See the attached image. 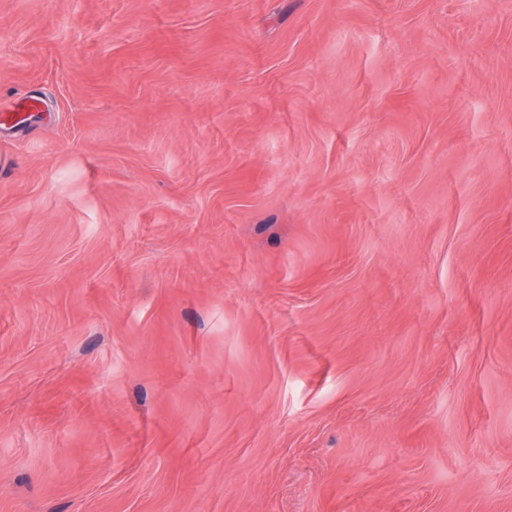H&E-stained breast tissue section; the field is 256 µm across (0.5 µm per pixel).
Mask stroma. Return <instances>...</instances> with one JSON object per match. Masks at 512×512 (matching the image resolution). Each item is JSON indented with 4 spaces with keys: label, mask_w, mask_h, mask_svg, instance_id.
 I'll list each match as a JSON object with an SVG mask.
<instances>
[{
    "label": "stroma",
    "mask_w": 512,
    "mask_h": 512,
    "mask_svg": "<svg viewBox=\"0 0 512 512\" xmlns=\"http://www.w3.org/2000/svg\"><path fill=\"white\" fill-rule=\"evenodd\" d=\"M0 512H512V0H0Z\"/></svg>",
    "instance_id": "1"
}]
</instances>
